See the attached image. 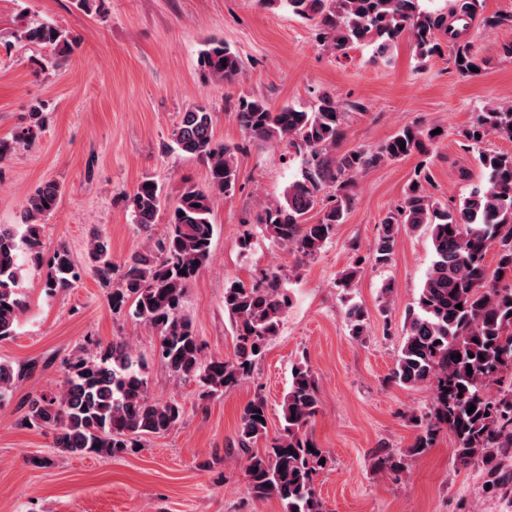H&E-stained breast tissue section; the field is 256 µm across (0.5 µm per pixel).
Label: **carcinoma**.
I'll return each instance as SVG.
<instances>
[{"instance_id": "obj_1", "label": "carcinoma", "mask_w": 512, "mask_h": 512, "mask_svg": "<svg viewBox=\"0 0 512 512\" xmlns=\"http://www.w3.org/2000/svg\"><path fill=\"white\" fill-rule=\"evenodd\" d=\"M284 3L288 10L315 22L323 46L334 55H347L357 45L373 44L385 56L402 36L422 60L448 55L464 78L480 73V64L462 41L466 22L474 18L478 0H449L448 11H424L420 0H261ZM19 39L58 50L59 59L73 50L74 37L52 23L26 26ZM205 80L233 84L244 65L224 41H205L198 55ZM44 105L32 108V124L12 140L0 139V164L17 147L34 137L42 125ZM235 117L250 141L284 143L301 156L300 177L282 197L266 203L256 223L262 232L302 260H313L346 221L355 203V177L361 170L424 153L440 135L432 129L407 125L375 147L340 151L349 113L330 92L317 95L308 109L291 105L273 108L266 100L241 96ZM465 147L478 153L482 179L458 204H444L426 189L428 172L416 175L402 199L383 218L371 256L378 266L392 262L401 228L424 227L433 253L420 291L408 306L404 336L390 374L403 387L432 384L435 388L426 424L407 452L385 451L373 457V467L397 474L406 458L433 447L441 430L454 437V457L462 466L482 464L493 485L512 483L499 456L512 449V387L494 396L492 384L512 372V287L500 284L512 272V152L486 150L491 136L512 141V101L493 103L477 113L463 130ZM166 148L205 161L207 182L187 184L166 209L165 230L155 250L132 255L123 264L112 308L132 301L133 314L156 330L159 358L177 380L194 379L203 394L223 393L248 377L265 348L279 335L290 297L277 273L260 284L235 280L224 288V311L236 335L233 359L203 357V346L191 319L180 305L189 285L207 266L214 234L213 212L220 197L234 193L240 180L237 154L244 145L215 140L212 112L194 104L180 114ZM62 188L55 182L38 187L25 204L21 227L0 225V341L16 334L25 300L18 292L22 265L47 268L45 288L65 290L82 278V269L69 247L45 249L43 219L56 210ZM133 223L145 233L153 230L165 206L163 189L151 178L141 180L128 198ZM318 220L308 223V214ZM496 248L497 267L486 258ZM87 265L104 284H111L116 266L108 241L97 235L88 244ZM185 274H180V271ZM462 308H456L457 304ZM351 336L364 338L368 314L359 305L347 309ZM460 358H451V355ZM473 373L467 374L466 366ZM144 360L121 340L95 354L81 352L64 361L60 390L26 400L18 424L52 435V447L63 453L116 457L141 447L143 440L164 436L183 420L175 400L150 396L143 375ZM21 371L0 362V397L13 392ZM473 413H467L470 405ZM321 407L318 382L305 361L292 365L290 383L281 404V429L269 439L267 405L251 401L241 417L234 449L245 458L247 493L255 500L278 499L285 512H324L314 479L329 469V452L317 447L307 428ZM269 445L256 449L259 441ZM325 463H320V460Z\"/></svg>"}]
</instances>
